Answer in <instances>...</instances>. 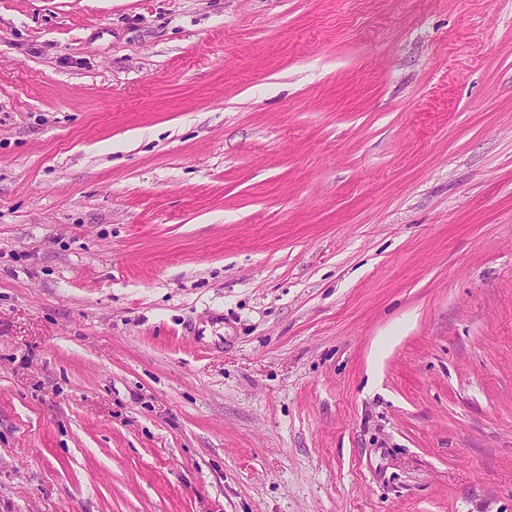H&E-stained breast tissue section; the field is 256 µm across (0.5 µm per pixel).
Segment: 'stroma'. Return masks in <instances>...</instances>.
Masks as SVG:
<instances>
[{
	"mask_svg": "<svg viewBox=\"0 0 512 512\" xmlns=\"http://www.w3.org/2000/svg\"><path fill=\"white\" fill-rule=\"evenodd\" d=\"M0 512H512V0H0Z\"/></svg>",
	"mask_w": 512,
	"mask_h": 512,
	"instance_id": "stroma-1",
	"label": "stroma"
}]
</instances>
